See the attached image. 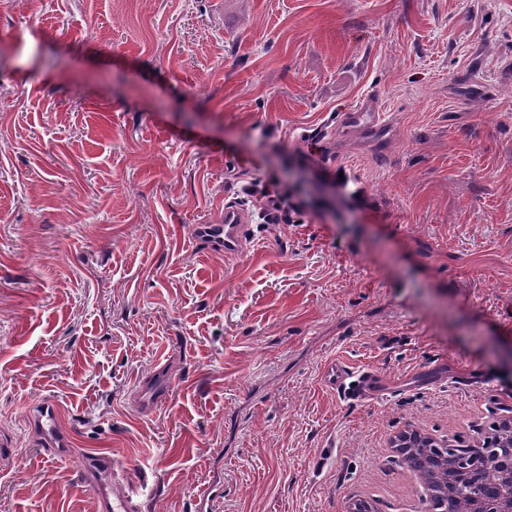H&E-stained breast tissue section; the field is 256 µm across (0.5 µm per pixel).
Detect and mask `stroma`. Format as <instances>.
Masks as SVG:
<instances>
[{"mask_svg": "<svg viewBox=\"0 0 512 512\" xmlns=\"http://www.w3.org/2000/svg\"><path fill=\"white\" fill-rule=\"evenodd\" d=\"M0 97V512H95L88 454L145 512H343L408 495L386 426L512 396V0H0ZM250 181L316 208L198 241ZM243 210L232 203L224 205V224H199L196 234L207 238L211 245L224 249V254L233 256L241 252L250 225L246 224ZM324 384L349 398H375L386 391V385L371 372L359 374L340 362H330L322 373ZM28 423L38 433L40 440L47 446L46 452L53 456L70 454L69 437L61 427V410L54 400L40 402L29 413Z\"/></svg>", "mask_w": 512, "mask_h": 512, "instance_id": "obj_1", "label": "stroma"}]
</instances>
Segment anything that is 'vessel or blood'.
<instances>
[{
	"label": "vessel or blood",
	"instance_id": "1",
	"mask_svg": "<svg viewBox=\"0 0 512 512\" xmlns=\"http://www.w3.org/2000/svg\"><path fill=\"white\" fill-rule=\"evenodd\" d=\"M249 230L242 209L232 203L224 206V221L220 224H201L197 235L207 238L211 245L223 249L225 255L240 253ZM324 384L350 398H375L386 391V385L370 372L354 373L346 365L330 362L322 373ZM61 410L53 400L40 402L30 412L28 423L43 441L50 455H69V437L60 425ZM84 478L95 489L97 512H142L144 488L128 482L122 466L108 457L86 458Z\"/></svg>",
	"mask_w": 512,
	"mask_h": 512
}]
</instances>
